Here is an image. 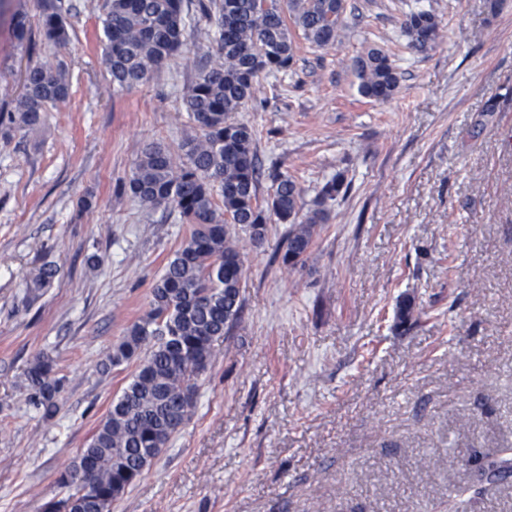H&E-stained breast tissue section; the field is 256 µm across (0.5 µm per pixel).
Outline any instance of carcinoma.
<instances>
[{"label": "carcinoma", "instance_id": "1", "mask_svg": "<svg viewBox=\"0 0 512 512\" xmlns=\"http://www.w3.org/2000/svg\"><path fill=\"white\" fill-rule=\"evenodd\" d=\"M42 40L64 46L70 40L64 0H35ZM102 21L104 58L117 90L146 83L153 72L186 46L188 31L204 20L216 44L215 61L199 69L183 93V105L196 129L174 154L160 143L146 145L121 189L140 205L178 211L191 225L189 235L152 289L149 308L125 330L107 355L109 365L139 364L84 448L58 478L68 494L44 503L43 512H112V502L131 485L170 438L190 418L199 376L210 363L214 343L241 313L243 260L236 228L258 245L272 219L290 224L285 267L303 261L316 227L329 220V202L344 186L337 176L326 182L305 214L303 188L292 176L273 170L266 197H259L261 165L252 129L235 119L262 92L260 74L286 73L296 58L295 36L318 49L342 43L346 24L336 0H202L200 18L185 0H106ZM401 35L417 53L433 49L440 20L429 11H411ZM14 47L33 56L38 50L28 15L11 18ZM358 93L385 103L399 90L400 76L390 55L367 45L354 58ZM69 74L60 64H30L24 92L13 107L0 106V126L34 130L49 108L69 95ZM221 202L215 201V194ZM59 268L45 262L24 282L23 300L37 299ZM28 402L43 415L56 412L63 378L52 357L37 353L24 372ZM473 481L483 489L512 476V448L472 458ZM469 487L448 495V507L468 512Z\"/></svg>", "mask_w": 512, "mask_h": 512}]
</instances>
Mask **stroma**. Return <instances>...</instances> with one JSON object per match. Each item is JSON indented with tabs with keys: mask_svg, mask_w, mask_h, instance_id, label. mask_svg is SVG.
Masks as SVG:
<instances>
[{
	"mask_svg": "<svg viewBox=\"0 0 512 512\" xmlns=\"http://www.w3.org/2000/svg\"><path fill=\"white\" fill-rule=\"evenodd\" d=\"M69 99L25 134L0 128V512H41L57 479L134 374L104 370L189 233L178 213L116 192L152 141L192 131L177 54L116 91L102 55L105 0H70ZM0 5V102L22 94L27 56ZM442 21L434 49L399 35L404 13ZM347 37L299 43L285 74L239 112L264 170L311 203L340 175L303 264L282 265L289 227L240 232L239 321L216 342L196 405L112 512H448L472 450L512 446V0H345ZM391 54L401 89L361 97L353 59ZM480 135H473L476 123ZM103 263L91 268L89 254ZM60 272L19 309L27 274ZM413 313L397 326L400 301ZM47 352L65 378L53 417L22 374Z\"/></svg>",
	"mask_w": 512,
	"mask_h": 512,
	"instance_id": "obj_1",
	"label": "stroma"
}]
</instances>
